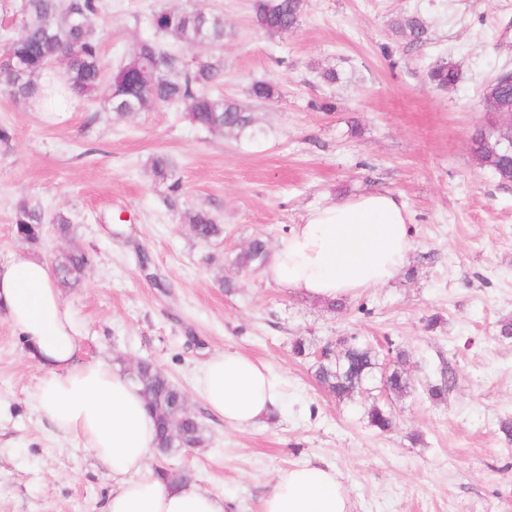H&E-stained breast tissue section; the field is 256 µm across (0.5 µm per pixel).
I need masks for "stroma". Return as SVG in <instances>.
Instances as JSON below:
<instances>
[{"label": "stroma", "instance_id": "35a3bbf8", "mask_svg": "<svg viewBox=\"0 0 512 512\" xmlns=\"http://www.w3.org/2000/svg\"><path fill=\"white\" fill-rule=\"evenodd\" d=\"M224 17L219 47L164 41L174 54L224 64L213 97L252 115L257 138L194 127L183 107L129 117L104 96L43 108L0 92V262H53L79 248L92 263L62 291L80 323L81 354L118 366L150 360L184 393L206 441L166 459L231 512H258L279 473L306 463L335 470L349 512H512V181L476 165L470 138L485 121L486 84L512 70V0H306L299 27L269 35L253 0H106L91 21L105 70L149 35L158 8ZM414 17V40L397 27ZM458 66L450 89L427 79L439 60ZM339 75L323 81L324 70ZM263 80L277 95L258 101ZM164 155L180 192L151 172ZM369 191L406 203L414 248L396 278L344 298L343 306L280 287L262 270H236L253 239L276 248L307 211ZM40 211L43 235L18 236L20 205ZM208 209L224 234L209 243L189 216ZM74 233L52 231L56 215ZM407 354L411 389L374 388L351 400L314 376V353L341 336ZM310 355L296 356L295 339ZM232 351L268 365L281 399L244 430L225 427L194 389L199 364ZM456 382L429 390L444 371ZM43 369L0 318V512H100L112 479L81 440L34 410ZM394 424L370 426L371 404Z\"/></svg>", "mask_w": 512, "mask_h": 512}]
</instances>
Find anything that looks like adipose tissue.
Segmentation results:
<instances>
[{
	"label": "adipose tissue",
	"instance_id": "1",
	"mask_svg": "<svg viewBox=\"0 0 512 512\" xmlns=\"http://www.w3.org/2000/svg\"><path fill=\"white\" fill-rule=\"evenodd\" d=\"M413 245L403 200L367 192L309 210L281 239L264 275L333 301L387 284ZM0 316L45 368L38 416L81 438L111 476L103 512H227L224 497L193 482L174 487L158 476L151 463L155 424L142 393L110 363L79 361V325L46 262L17 256L0 263ZM195 389L233 429L256 424L280 399L266 365L229 351L197 368ZM261 512H348V498L333 469L309 463L278 475Z\"/></svg>",
	"mask_w": 512,
	"mask_h": 512
}]
</instances>
